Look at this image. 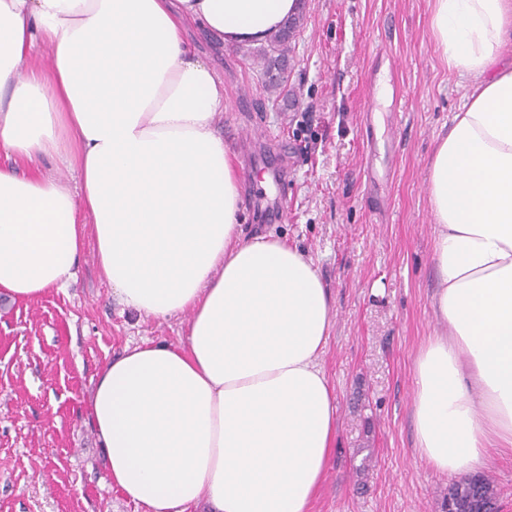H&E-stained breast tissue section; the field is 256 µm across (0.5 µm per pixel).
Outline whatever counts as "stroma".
<instances>
[{"instance_id": "1", "label": "stroma", "mask_w": 512, "mask_h": 512, "mask_svg": "<svg viewBox=\"0 0 512 512\" xmlns=\"http://www.w3.org/2000/svg\"><path fill=\"white\" fill-rule=\"evenodd\" d=\"M430 9L306 0L281 96L263 87L262 46L189 35L224 80L246 235L299 248L330 291L323 365L336 445L309 512H442L454 481L415 448L413 366L439 328L429 164L475 80L441 62ZM371 74L401 89V108L370 93ZM370 166L389 173L377 210ZM186 321L123 305L90 244L69 288L30 302L0 296V512H146L112 489L88 403L106 361L146 339L184 344Z\"/></svg>"}]
</instances>
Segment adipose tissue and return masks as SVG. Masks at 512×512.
Here are the masks:
<instances>
[{
	"label": "adipose tissue",
	"mask_w": 512,
	"mask_h": 512,
	"mask_svg": "<svg viewBox=\"0 0 512 512\" xmlns=\"http://www.w3.org/2000/svg\"><path fill=\"white\" fill-rule=\"evenodd\" d=\"M298 7L0 0V293L66 288L91 239L126 307L189 316L185 345L107 361L88 409L113 487L148 512H308L334 448L330 294L306 254L244 236L224 82L187 41L257 45ZM429 29L475 85L429 165L441 330L414 360L413 427L461 476L512 448V0H432ZM55 159L78 186L41 172Z\"/></svg>",
	"instance_id": "obj_1"
}]
</instances>
